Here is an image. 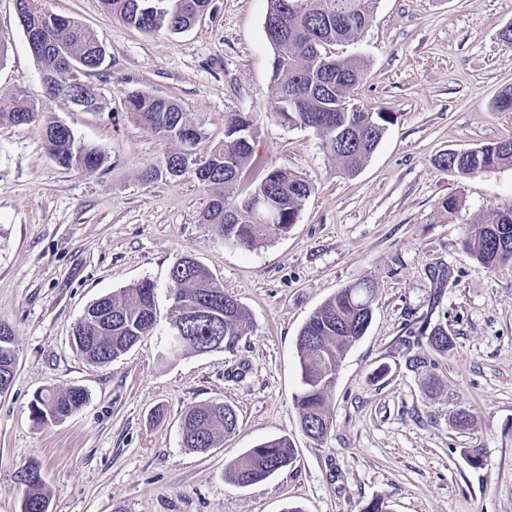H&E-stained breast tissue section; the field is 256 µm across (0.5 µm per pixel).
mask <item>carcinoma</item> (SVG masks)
Listing matches in <instances>:
<instances>
[{
    "label": "carcinoma",
    "instance_id": "carcinoma-1",
    "mask_svg": "<svg viewBox=\"0 0 512 512\" xmlns=\"http://www.w3.org/2000/svg\"><path fill=\"white\" fill-rule=\"evenodd\" d=\"M106 11L129 27L149 33L178 34L190 29L211 6L212 0H102ZM376 0H268L265 34L274 50L277 114L289 125L314 129L345 173L357 172L376 150L395 113L371 111L355 103L356 90L365 77L360 58L337 59L327 53L336 44L354 40L369 25ZM106 53L94 32L79 21L51 13L45 42L34 53L40 73L53 71L54 83L46 86L50 96L69 100L94 99L95 89L83 81L84 73L102 66ZM129 118L143 129L177 148L165 159L166 170L194 168L196 178L209 191L211 200L201 216L224 243L239 249L252 248L268 228L287 231L310 197L313 187L301 176L273 170L244 199L226 200L231 188L253 156L255 131L250 115L224 113V142L208 159L195 165L193 149L206 138L203 128L190 121L179 103L143 93L126 100ZM40 123L50 156L65 169L95 171L105 162L102 152L76 138L49 117L39 100L18 92L7 106H0V123ZM512 165V138L475 148L456 166L462 177H472L491 168ZM268 200L277 224L260 222L252 203ZM464 248L481 265L491 269L512 261V208L491 209L480 222L470 225ZM154 283L144 279L123 290L120 296H104L94 302L73 331L76 350L86 360L101 364L120 358L146 336L155 332L160 317ZM169 292L179 296L182 310L170 308L167 318H182L183 340L170 346L176 353L197 354L216 338L225 352H233L252 329L245 308L193 257H181L170 271ZM374 290L366 280L340 289L310 315L297 338L301 389L294 402L303 432L319 443L327 437L330 419L327 400L336 381L338 361L367 332L373 316ZM427 347L446 354L454 346L448 329L435 324L422 332ZM17 365L11 333L0 337V387L11 385ZM406 366L427 374L434 362L421 350L406 359ZM88 393L78 387L37 397L31 410L38 423L54 421L79 411ZM235 410L223 402L190 408L184 415L182 443L204 452L221 437L236 432ZM296 449L287 436L263 441L247 449L224 469L225 479L249 486L293 464ZM26 512H48L43 479L25 481Z\"/></svg>",
    "mask_w": 512,
    "mask_h": 512
}]
</instances>
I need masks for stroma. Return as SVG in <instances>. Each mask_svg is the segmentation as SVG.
Here are the masks:
<instances>
[{"label":"stroma","instance_id":"1","mask_svg":"<svg viewBox=\"0 0 512 512\" xmlns=\"http://www.w3.org/2000/svg\"><path fill=\"white\" fill-rule=\"evenodd\" d=\"M91 28L107 61L86 80L101 107L47 99L14 0H0V101L24 92L100 149L89 172L61 167L40 124H0V324L17 367L0 394V512H21V467L36 463L48 512H512V261L486 269L463 247L491 209L512 208V166L461 178L440 157L512 137V112L493 106L512 85V0H378L368 28L333 46L367 64L356 101L396 113L356 173H343L307 127L272 106L268 0H213L189 30L145 33L101 0H43ZM135 92L176 100L207 137L204 162L224 140V115L248 113L256 160L228 196L245 198L271 170L313 187L288 231L269 229L251 250L226 246L200 216L209 193L193 171L164 168L173 143L124 110ZM459 198L455 212L442 203ZM207 267L249 313L234 353L171 356L164 329L117 360L93 364L72 330L98 298L147 278L167 314L169 271L183 255ZM364 279L375 292L370 327L340 360L322 443L302 431L297 336L338 290ZM443 324L455 345L436 357L434 386L408 370L419 334ZM385 375H378L380 366ZM80 387L87 404L36 423L30 406ZM220 401L234 434L200 453L182 444L185 412ZM464 409L468 429L451 417ZM288 435L293 466L241 487L224 468L248 448ZM480 464H472L470 450Z\"/></svg>","mask_w":512,"mask_h":512}]
</instances>
